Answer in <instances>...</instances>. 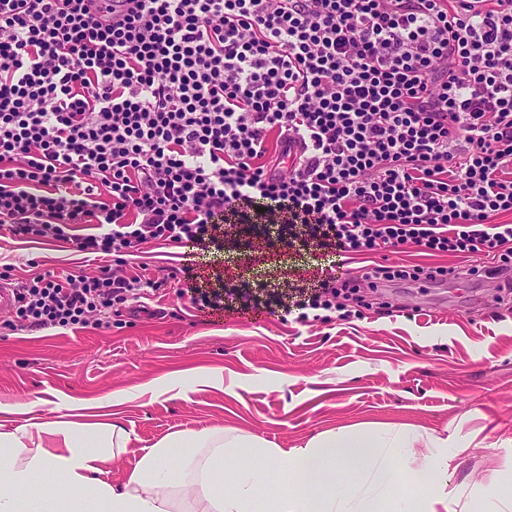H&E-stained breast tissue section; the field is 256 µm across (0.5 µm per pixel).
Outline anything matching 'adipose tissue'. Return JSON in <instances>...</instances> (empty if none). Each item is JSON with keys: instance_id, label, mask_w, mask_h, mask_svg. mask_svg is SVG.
Segmentation results:
<instances>
[{"instance_id": "obj_1", "label": "adipose tissue", "mask_w": 512, "mask_h": 512, "mask_svg": "<svg viewBox=\"0 0 512 512\" xmlns=\"http://www.w3.org/2000/svg\"><path fill=\"white\" fill-rule=\"evenodd\" d=\"M38 398L0 430V512H482L466 485H448L447 438L406 423L321 432L300 448H273L234 429L178 431L146 452L119 483L107 464L125 453L118 421L77 420L72 405ZM426 449L416 465L400 450ZM351 467L345 492L335 465Z\"/></svg>"}]
</instances>
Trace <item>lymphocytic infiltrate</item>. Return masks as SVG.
Listing matches in <instances>:
<instances>
[{"label":"lymphocytic infiltrate","mask_w":512,"mask_h":512,"mask_svg":"<svg viewBox=\"0 0 512 512\" xmlns=\"http://www.w3.org/2000/svg\"><path fill=\"white\" fill-rule=\"evenodd\" d=\"M0 0V232L128 253L149 241L258 242L350 256L415 245L506 258L512 279V0ZM233 225H224V215ZM464 267L367 265L285 306L332 310L393 282ZM186 268L101 266L19 282L33 329L136 310Z\"/></svg>","instance_id":"lymphocytic-infiltrate-1"}]
</instances>
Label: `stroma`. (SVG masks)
<instances>
[{
  "instance_id": "1",
  "label": "stroma",
  "mask_w": 512,
  "mask_h": 512,
  "mask_svg": "<svg viewBox=\"0 0 512 512\" xmlns=\"http://www.w3.org/2000/svg\"><path fill=\"white\" fill-rule=\"evenodd\" d=\"M330 260L320 250L262 245L246 261L234 251L152 241L122 256L121 267L152 273L188 264L200 286L219 272L230 285L262 284L290 304L319 287ZM385 260L481 262L409 246L356 257L347 273ZM100 264L69 242L0 236V269L17 282L47 271L92 275ZM4 321L0 314V405L69 400L121 420L135 440L107 466L110 482L123 480L146 448L176 431L230 427L289 449L339 426L375 421L481 432L485 447L449 443L451 483L468 484L488 508L512 483V302L500 300L495 282L480 272L459 290L422 281L392 285L309 325L241 310L232 297L221 308H199L169 287L141 311L109 316L104 327L11 329ZM202 370L221 377L200 384ZM169 375L183 396L153 397Z\"/></svg>"
}]
</instances>
